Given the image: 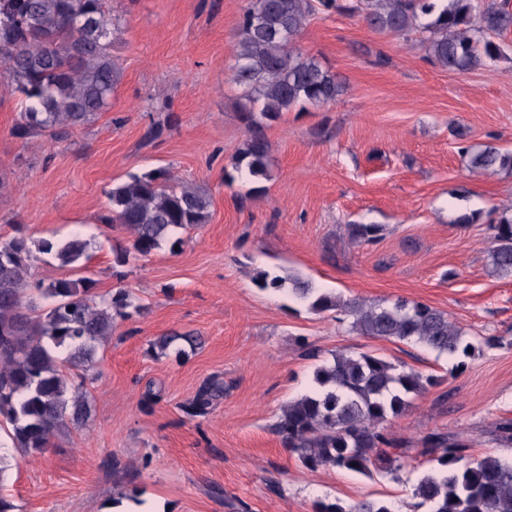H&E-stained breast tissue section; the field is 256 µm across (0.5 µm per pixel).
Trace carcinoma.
I'll return each mask as SVG.
<instances>
[{
	"mask_svg": "<svg viewBox=\"0 0 512 512\" xmlns=\"http://www.w3.org/2000/svg\"><path fill=\"white\" fill-rule=\"evenodd\" d=\"M106 0H0V84L19 95L23 108L12 128L19 139L64 137L107 110L121 79L112 54L120 32ZM352 13L371 29L416 41L437 65L466 72L506 56L496 38L512 30L507 0H249L232 45L234 82L242 88L239 111L246 130L233 172L256 183L271 180L272 146L264 126L296 108L328 106L348 89L346 80L302 51L299 38L317 13ZM471 168L512 170V152L493 145L468 151ZM104 223L126 230L132 241L116 261L147 257L189 227L206 224L212 197L181 184L164 168L133 173L108 192ZM489 258L500 276H512V214L493 227ZM380 226L353 224L362 241L378 238ZM88 243L34 240L17 234L0 239V427L14 447L42 454L69 425L91 411L87 372L96 367L98 345L112 335L115 319L130 316V293L96 291L90 278L31 281L38 255L62 266L77 263ZM261 289L288 291L309 309L339 311L352 332L369 338L414 340L455 356L474 349L463 331L436 307L416 300L369 304L315 287L298 275L257 273ZM201 338L173 332L152 347L181 358ZM432 379L368 352L335 353L316 368L311 390L288 402L274 425L284 447L304 468L347 470L364 476L392 475L405 466L409 449L382 424L402 415ZM224 398V378L206 379L188 405L208 414ZM417 454L428 468L413 497L426 512H512V459L477 458L457 436L433 430ZM399 448L392 453L390 449ZM315 512H392L380 499L352 505L317 503Z\"/></svg>",
	"mask_w": 512,
	"mask_h": 512,
	"instance_id": "1",
	"label": "carcinoma"
}]
</instances>
